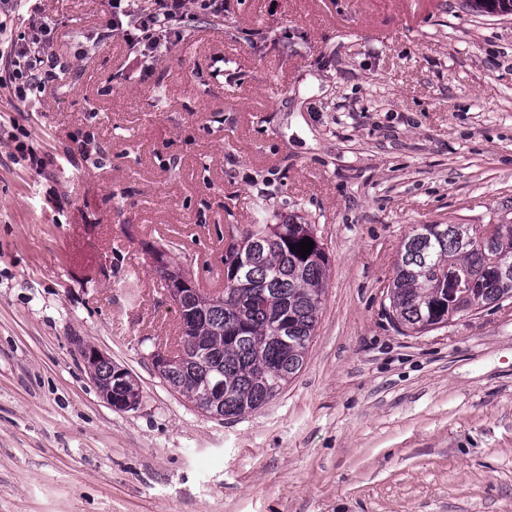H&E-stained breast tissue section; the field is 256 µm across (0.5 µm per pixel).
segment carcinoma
<instances>
[{
  "instance_id": "obj_1",
  "label": "carcinoma",
  "mask_w": 512,
  "mask_h": 512,
  "mask_svg": "<svg viewBox=\"0 0 512 512\" xmlns=\"http://www.w3.org/2000/svg\"><path fill=\"white\" fill-rule=\"evenodd\" d=\"M314 242L300 254L299 242ZM224 263L241 266L224 284V300L193 297L179 309L185 357L162 379L205 414L251 413L278 395L303 366L325 296L329 260L315 225L290 216L280 224H251ZM512 224L490 232L484 224H424L404 239L387 286L393 319L404 331L427 333L478 305L512 301ZM97 384L112 379L113 404L140 398L130 371L88 364ZM220 382L208 397L205 386Z\"/></svg>"
}]
</instances>
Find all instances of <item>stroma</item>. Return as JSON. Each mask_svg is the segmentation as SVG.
Returning <instances> with one entry per match:
<instances>
[{"label": "stroma", "mask_w": 512, "mask_h": 512, "mask_svg": "<svg viewBox=\"0 0 512 512\" xmlns=\"http://www.w3.org/2000/svg\"><path fill=\"white\" fill-rule=\"evenodd\" d=\"M39 4L68 74L29 109L0 89L43 160L0 135V512H512V303L405 335L385 297L414 226L512 224V14L239 0L134 68L102 0ZM287 215L329 259L304 365L210 417L153 367L178 314L142 245L217 288L225 233ZM83 358L86 363L92 362L87 364L90 371L93 373L95 380L98 384V387L100 388L101 384L105 385L107 379L110 377V374L112 372V381L111 384L100 390V393L103 397V399L107 402L108 405H110L112 408L118 411H125L128 409L135 408L140 402H132L129 401L128 403L124 404L121 403L125 401L126 399H133L137 398L140 399L141 397V391L133 378L130 371L124 367H121L118 364H115L112 362L110 364L109 362H96L95 361H110L109 358L98 348L96 347H86L83 348ZM120 372L121 376L116 377V375ZM115 374V377L113 374ZM119 382V383H117ZM112 399L113 404L117 405L120 404V407H116L112 405Z\"/></svg>", "instance_id": "stroma-1"}]
</instances>
